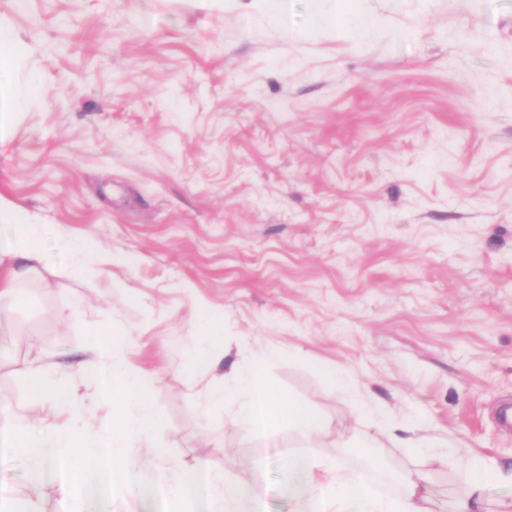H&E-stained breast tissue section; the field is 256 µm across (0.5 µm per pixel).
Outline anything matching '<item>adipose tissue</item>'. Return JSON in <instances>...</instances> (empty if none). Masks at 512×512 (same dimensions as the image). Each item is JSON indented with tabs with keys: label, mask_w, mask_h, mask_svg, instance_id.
<instances>
[{
	"label": "adipose tissue",
	"mask_w": 512,
	"mask_h": 512,
	"mask_svg": "<svg viewBox=\"0 0 512 512\" xmlns=\"http://www.w3.org/2000/svg\"><path fill=\"white\" fill-rule=\"evenodd\" d=\"M27 61L26 44L13 22L0 14V143L12 138L19 115L29 106L18 83ZM41 235L42 226L35 215L0 197V312L17 301L15 261L23 260L31 271L42 263ZM208 402L232 404L233 421L249 433L266 431L281 422L303 433L314 432L321 425L312 406L288 401L261 385L252 371H240L226 379L223 387L209 394ZM408 446L414 454L441 462L455 458L462 481L453 512H486V485L512 481V466L461 456L456 449L441 450L413 440ZM288 470L297 512H424L423 503L429 494L423 477L415 472L406 474L404 494L392 500L373 493L357 473L341 471L336 461L327 458L292 457Z\"/></svg>",
	"instance_id": "obj_1"
}]
</instances>
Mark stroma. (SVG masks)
Wrapping results in <instances>:
<instances>
[{
  "instance_id": "obj_1",
  "label": "stroma",
  "mask_w": 512,
  "mask_h": 512,
  "mask_svg": "<svg viewBox=\"0 0 512 512\" xmlns=\"http://www.w3.org/2000/svg\"><path fill=\"white\" fill-rule=\"evenodd\" d=\"M319 8L335 25H313ZM357 12L398 39L359 40ZM1 13L31 50L20 78L36 101L0 145V196L38 216L46 260L0 313V422L41 421L27 368L106 367L118 326L160 418L141 461L209 460L261 512H294L288 458L325 454L393 498L420 470L429 512H449L455 462L385 436L363 447L371 420L336 394L339 369L422 436L512 461L496 420L512 401V0H288L281 23L268 0ZM65 239L94 242L84 275ZM208 333L221 360L193 365ZM252 368L323 431L202 418L208 390ZM0 495L71 508L10 454Z\"/></svg>"
}]
</instances>
